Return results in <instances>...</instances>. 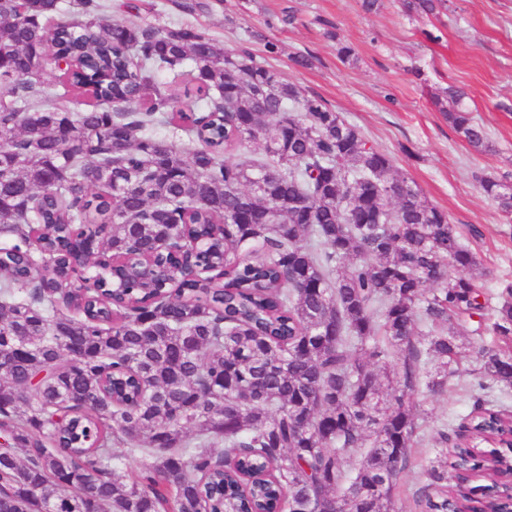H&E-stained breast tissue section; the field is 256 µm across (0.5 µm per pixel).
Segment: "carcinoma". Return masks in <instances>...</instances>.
<instances>
[{
	"instance_id": "obj_1",
	"label": "carcinoma",
	"mask_w": 512,
	"mask_h": 512,
	"mask_svg": "<svg viewBox=\"0 0 512 512\" xmlns=\"http://www.w3.org/2000/svg\"><path fill=\"white\" fill-rule=\"evenodd\" d=\"M404 6L437 18L446 0ZM50 42L72 61L62 93L43 91ZM442 94L455 133L490 151L465 90ZM175 119L188 141L155 135ZM252 144L261 158H229ZM479 184L511 217L512 184ZM188 235L223 279L171 266L161 288L105 261L165 265ZM0 239V512H395L419 387L442 389L468 349L479 387L512 385V288L505 344L458 343L484 304L456 225L339 113L192 24L0 0ZM507 430L477 408L449 463L471 512L498 494V460L473 447ZM114 444L152 459L128 484Z\"/></svg>"
}]
</instances>
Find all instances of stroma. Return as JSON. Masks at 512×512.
Segmentation results:
<instances>
[{"label":"stroma","mask_w":512,"mask_h":512,"mask_svg":"<svg viewBox=\"0 0 512 512\" xmlns=\"http://www.w3.org/2000/svg\"><path fill=\"white\" fill-rule=\"evenodd\" d=\"M165 0H105L108 19L159 26L190 22L225 51L249 52L287 82L315 96L412 179L423 196L448 216L478 253L487 308L461 330L462 341H499L493 307L512 285V219L484 196L478 178L512 180V0H448L439 18L418 17L404 0H213L210 12L182 13ZM276 53H269L268 43ZM350 46L341 59L338 50ZM306 56L308 67L296 66ZM465 89L472 116L492 149L473 152L448 125L433 97L448 86ZM481 361L469 356L438 393L414 397L418 429L400 472L394 499L399 512H422L433 493L431 470L443 459L439 432L456 438L475 405L512 411V386L478 388Z\"/></svg>","instance_id":"35a3bbf8"}]
</instances>
